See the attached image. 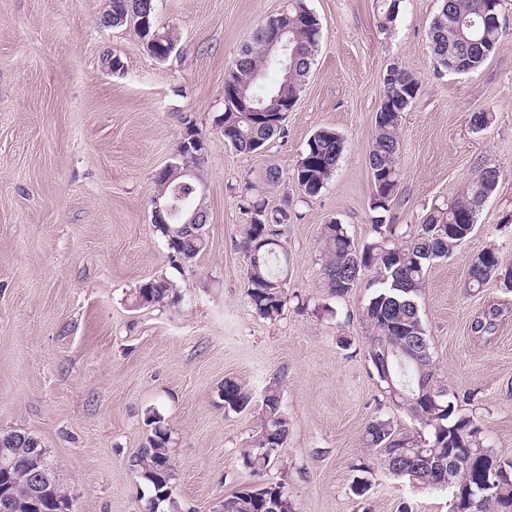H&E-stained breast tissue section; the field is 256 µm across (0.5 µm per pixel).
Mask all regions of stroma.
Segmentation results:
<instances>
[{"label": "stroma", "instance_id": "stroma-1", "mask_svg": "<svg viewBox=\"0 0 512 512\" xmlns=\"http://www.w3.org/2000/svg\"><path fill=\"white\" fill-rule=\"evenodd\" d=\"M322 38L283 134L254 153L237 152L217 124L224 74L240 47L288 0H155L157 27L177 43L153 58L132 26L107 28L108 0H0V432L39 437L72 512H140L129 467L157 407L172 430L175 490L196 512L252 484L240 453L260 425L259 404L228 413L216 388L234 376L262 394L278 383L290 427L267 480L283 483L294 512H448L447 487L417 489L377 465L366 425L418 424L382 393L365 357L361 318L377 286L371 271L343 298L321 272L325 224L338 221L356 248L373 239L368 154L383 97L382 76L401 64L419 82L402 114L399 184L386 223L422 224L459 197L474 171L503 177L472 237L430 267L418 304L437 374L495 455L512 458V291L466 288L472 255L498 248L512 264V0L505 35L477 71H437L430 26L439 0H404L391 31L377 0H306ZM120 57L110 72L104 59ZM492 111L487 128L474 113ZM194 128L204 140L201 203L207 248L173 265L152 224L156 175L176 162ZM335 130L344 151L322 192L292 181L308 139ZM281 173L278 187L266 172ZM298 220L277 225L288 249L286 305L269 321L245 297L239 247L250 217L246 191ZM167 277L176 296L145 308L129 296ZM504 307L493 335L472 321ZM368 461L369 489L354 495Z\"/></svg>", "mask_w": 512, "mask_h": 512}]
</instances>
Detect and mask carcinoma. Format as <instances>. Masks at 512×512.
<instances>
[{
	"mask_svg": "<svg viewBox=\"0 0 512 512\" xmlns=\"http://www.w3.org/2000/svg\"><path fill=\"white\" fill-rule=\"evenodd\" d=\"M402 0H379L378 26L390 29L398 18ZM501 0H441V9L431 27V49L437 67L455 74L479 69L500 45L503 27L487 26L481 15ZM313 15L304 0H289L288 10L268 19L256 29L251 41L239 50L226 69L224 112L219 124L224 140L240 153H253L265 146L283 125L270 127L267 118L235 109L233 93L243 91L253 99L273 104V97L295 100L309 75L321 38L322 24L308 23ZM133 26L147 51L150 38L158 32L174 38L170 30L155 26V0H112V26ZM288 37V62L292 72L272 86L263 87L268 58L263 43L279 30ZM394 80L384 87L380 107L391 104L392 112L375 124L374 143L368 155L372 175L371 210L373 241L360 251L343 225L334 221L324 226L322 272L332 295L343 298L358 287L363 270L377 271L378 290L363 309L370 327L366 358L382 392L393 405L406 411L420 428L404 432L394 421L377 418L365 429L366 447L379 450L380 464L390 474L416 486H449L452 497L449 512H512V460L501 459L485 444L483 431L473 416L460 413L459 402L474 400L468 391L462 396L450 394L438 384L436 364L427 338L426 327L417 302L429 267L437 259L448 257L474 233L484 203L496 191L502 177L496 167H481L470 179L466 192L446 208H435L415 230H396L384 223L398 186L397 157L401 114L419 94L417 80L403 68L388 67ZM344 142L332 129L316 131L307 141L294 169L292 179L307 197L317 196L334 173ZM178 162L162 169L156 184L165 194L188 207L197 198L194 179L182 175L189 167L200 171L201 156L177 149ZM240 209L250 215L242 230L241 249L248 263L245 294L248 303L261 318L275 321L285 305L288 278V253L272 224H288L298 214L283 207L267 211L265 204L246 194ZM164 239L175 237L169 249L172 261L189 262L203 252L207 239L196 229L175 232L176 224H156ZM490 281L512 291V266L503 264L498 252L484 248L471 258L467 273L470 288L479 289ZM175 285L166 277L152 279L135 290L131 305L135 308L162 302ZM501 310L491 306L471 324L477 337L492 333ZM219 391L224 394V410L241 412L251 406L253 396L248 385L237 377H226ZM145 423L150 427L146 442L133 459L132 472L145 488L140 495L142 512H195L177 498L174 489L175 461L170 446L171 433L164 415L155 407L146 409ZM289 421L279 386L271 383L262 395L261 424L251 446L242 453V466L253 476L263 475L273 463L277 449L288 436ZM41 441L29 434L27 444L12 449L18 459L0 478V512H59L69 497L58 481L37 494L27 464L31 445ZM453 463H448V457ZM222 512H292L285 486L280 482H260L224 496Z\"/></svg>",
	"mask_w": 512,
	"mask_h": 512,
	"instance_id": "carcinoma-1",
	"label": "carcinoma"
}]
</instances>
